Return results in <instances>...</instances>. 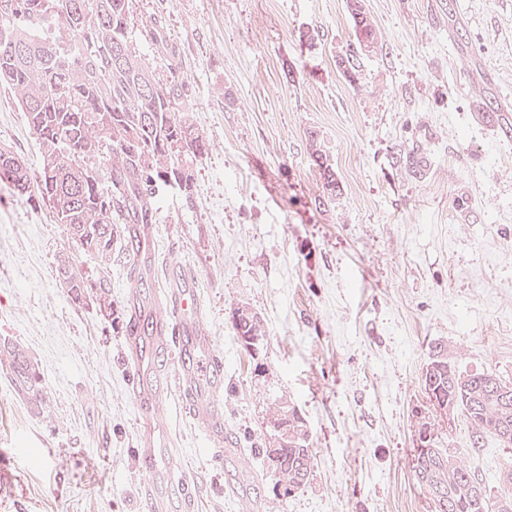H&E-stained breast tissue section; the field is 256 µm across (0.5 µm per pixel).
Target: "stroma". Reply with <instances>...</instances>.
<instances>
[{"label": "stroma", "instance_id": "obj_1", "mask_svg": "<svg viewBox=\"0 0 512 512\" xmlns=\"http://www.w3.org/2000/svg\"><path fill=\"white\" fill-rule=\"evenodd\" d=\"M362 5L377 42L352 59L347 0L128 2L134 28L160 20L172 54L137 48L162 79L179 59L209 145L194 208L158 190L141 297L197 289L224 362V437L240 450L216 471L172 392L158 423L188 477L178 512H431L411 468L431 345L512 379V137L484 113L505 104L512 119V0ZM18 99L0 87V146L35 164ZM67 246L38 197L0 189V337L37 362L50 400L34 414L0 371V512H145L129 255L112 253L106 312L61 287ZM241 305L265 325L257 361L231 327ZM274 391L300 410L314 454L310 482L287 496L247 447ZM435 428L485 479L512 458L492 441L471 449L463 419ZM310 147L312 150V156L316 157L317 166L319 167L321 177L323 178V189L324 192L327 191V194H330L331 196L333 194L336 195V178L335 174L331 170L330 166L326 164V157L325 160L323 158L322 151L317 148V142L316 138L314 136V132H310ZM323 171V172H321Z\"/></svg>", "mask_w": 512, "mask_h": 512}]
</instances>
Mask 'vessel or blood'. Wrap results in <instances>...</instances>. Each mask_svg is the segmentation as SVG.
Returning a JSON list of instances; mask_svg holds the SVG:
<instances>
[{"label": "vessel or blood", "mask_w": 512, "mask_h": 512, "mask_svg": "<svg viewBox=\"0 0 512 512\" xmlns=\"http://www.w3.org/2000/svg\"><path fill=\"white\" fill-rule=\"evenodd\" d=\"M169 316L156 320L153 311L133 308L126 329V344L132 353L130 364L131 394L138 408L141 437L135 453L143 475L141 495L147 512H164L166 503L156 495L154 480L165 475L171 485L186 486L183 470L174 460V443L170 434L155 421L156 411L164 400V390L147 389L143 377L147 371L170 377L192 402V414L198 428L213 436L224 423V399L219 389L201 392V382L212 383L218 376L219 362L211 337L197 327V298L190 292L169 293L166 300ZM180 341V354L189 357L187 367H175L170 338Z\"/></svg>", "instance_id": "vessel-or-blood-1"}]
</instances>
